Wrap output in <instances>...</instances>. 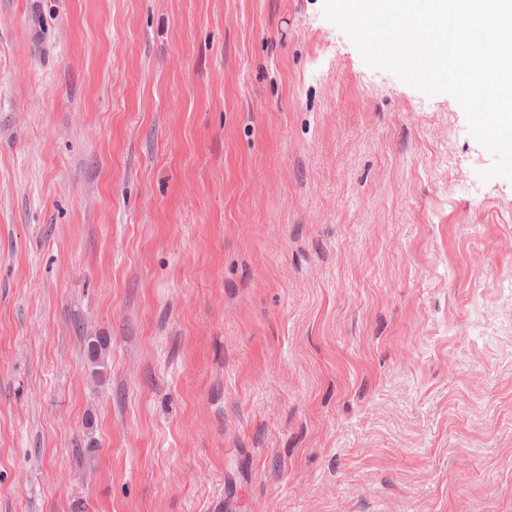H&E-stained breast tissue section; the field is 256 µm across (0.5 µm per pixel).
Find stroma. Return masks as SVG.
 Segmentation results:
<instances>
[{"instance_id":"1","label":"stroma","mask_w":512,"mask_h":512,"mask_svg":"<svg viewBox=\"0 0 512 512\" xmlns=\"http://www.w3.org/2000/svg\"><path fill=\"white\" fill-rule=\"evenodd\" d=\"M493 161L322 0H0V512H512Z\"/></svg>"}]
</instances>
